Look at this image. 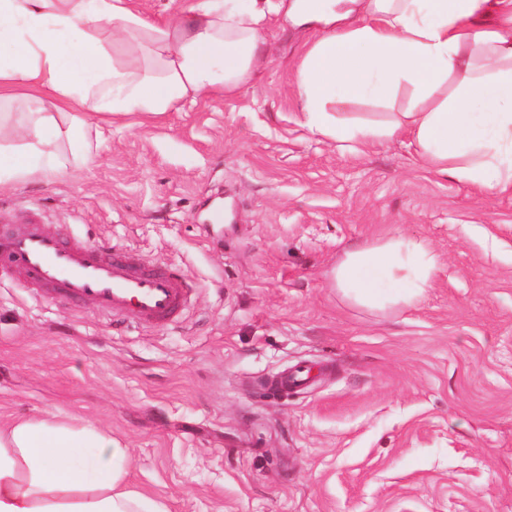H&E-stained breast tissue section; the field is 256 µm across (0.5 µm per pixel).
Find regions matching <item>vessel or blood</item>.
Wrapping results in <instances>:
<instances>
[{
  "mask_svg": "<svg viewBox=\"0 0 512 512\" xmlns=\"http://www.w3.org/2000/svg\"><path fill=\"white\" fill-rule=\"evenodd\" d=\"M20 287L52 299L91 302L103 315H134L146 325H169L182 316L190 284L176 268L140 267L136 258L104 245L68 242L31 219L0 223V270Z\"/></svg>",
  "mask_w": 512,
  "mask_h": 512,
  "instance_id": "1",
  "label": "vessel or blood"
}]
</instances>
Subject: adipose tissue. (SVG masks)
I'll use <instances>...</instances> for the list:
<instances>
[{"mask_svg":"<svg viewBox=\"0 0 512 512\" xmlns=\"http://www.w3.org/2000/svg\"><path fill=\"white\" fill-rule=\"evenodd\" d=\"M274 17L326 28L295 69L309 134L355 153L403 136L436 172L487 192L512 188V0H186L164 18L135 0H0V102L21 92L34 105L0 113V189L86 167L100 116L236 95ZM403 86L410 108L385 123L329 110L387 102ZM438 270L430 247L393 235L346 252L332 278L355 304L385 310L419 303ZM126 459L80 420H13L0 426V512H166L128 489Z\"/></svg>","mask_w":512,"mask_h":512,"instance_id":"obj_1","label":"adipose tissue"}]
</instances>
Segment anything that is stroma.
Returning a JSON list of instances; mask_svg holds the SVG:
<instances>
[{"label":"stroma","instance_id":"obj_1","mask_svg":"<svg viewBox=\"0 0 512 512\" xmlns=\"http://www.w3.org/2000/svg\"><path fill=\"white\" fill-rule=\"evenodd\" d=\"M303 34L272 21L239 94L104 126L88 168L0 190L16 221L195 284L179 322L116 326L0 278V423L91 422L168 512H512V191L435 173L403 137L310 136ZM392 235L438 255L426 297L350 303L336 264ZM299 364L305 389L264 387Z\"/></svg>","mask_w":512,"mask_h":512}]
</instances>
